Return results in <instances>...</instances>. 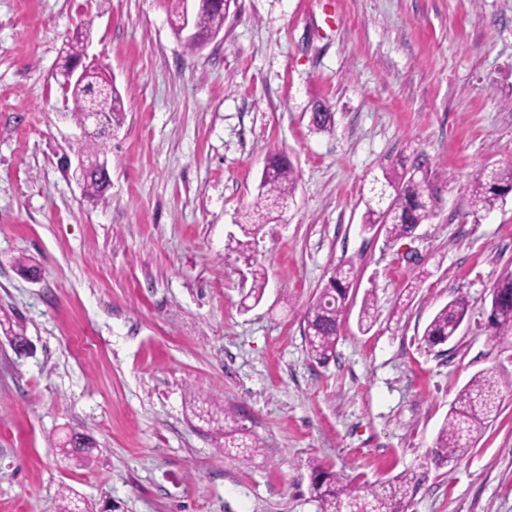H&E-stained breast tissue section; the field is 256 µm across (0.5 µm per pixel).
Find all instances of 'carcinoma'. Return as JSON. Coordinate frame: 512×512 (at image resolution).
Listing matches in <instances>:
<instances>
[{
  "label": "carcinoma",
  "instance_id": "carcinoma-1",
  "mask_svg": "<svg viewBox=\"0 0 512 512\" xmlns=\"http://www.w3.org/2000/svg\"><path fill=\"white\" fill-rule=\"evenodd\" d=\"M230 5L220 7L213 0H203L196 18V41H185L189 50L196 43L208 40L224 27V19ZM87 32L78 30L69 37L65 50L73 57L83 54ZM105 83L100 69L90 70L89 78L82 83H72L65 88L73 102V116L81 122L91 106H97L108 114L112 125L123 123L121 93L112 96L98 94V86ZM311 123L319 132L334 125V115L324 105L312 113ZM88 161L83 180L85 195L92 200L102 199L107 181L98 167V159L86 154ZM377 186L371 189L367 202L362 230L368 233H384L390 241L413 237L417 228L429 221L439 201L438 187L431 175L418 176L413 171L383 173V179H375ZM296 175L288 160L274 154L270 157L268 171L262 173L258 186L257 201L253 210L245 214V222L239 225L243 238L230 237L227 250L235 260L245 265L251 276V285L244 300L258 304L265 290L266 272L252 250V244L273 215H282L281 205L293 196ZM512 191V168L508 170L484 169L467 187L472 211H489L501 197ZM350 269L344 264H334L323 288L307 307L303 316L304 334L309 354L319 364L334 358L339 340L341 322L350 303ZM468 304L462 297H455L435 313L427 325L423 340L430 348L452 341L464 320ZM376 323L373 295L365 293L358 314L359 328L368 332ZM488 328L490 335L504 338L512 336V272L504 275L492 293ZM0 331L8 342L16 347L28 346L23 330L14 329L9 320H0ZM499 389L493 374L479 373L458 392L438 431L435 446L431 449V461L440 468L469 453L478 441L477 433L499 413ZM194 415L208 425L224 442L220 450L233 452L246 460L259 442L250 437L237 418L205 401L197 402ZM66 459L88 461L96 450V442L90 436L80 441L76 435L65 437L60 444ZM310 490L318 503V512H407L408 500L419 486L420 479L412 471L383 482L377 489H363L346 483L335 472L323 465L310 464Z\"/></svg>",
  "mask_w": 512,
  "mask_h": 512
}]
</instances>
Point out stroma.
<instances>
[{"label":"stroma","instance_id":"obj_1","mask_svg":"<svg viewBox=\"0 0 512 512\" xmlns=\"http://www.w3.org/2000/svg\"><path fill=\"white\" fill-rule=\"evenodd\" d=\"M170 0H0V512H317L310 461L377 487L421 474L408 512H512V338L487 328L512 271V194L472 212L466 185L512 167V0H237L219 36L188 51ZM87 30L126 117L95 145L111 177L79 184L80 131L60 49ZM329 105L333 128L310 123ZM297 182L256 239L261 302L225 246L271 150ZM447 174L434 216L392 242L360 229L373 178ZM30 259L32 281L17 267ZM351 269L336 356L313 361L303 314L330 262ZM421 287L396 314L411 282ZM373 292L377 322L357 314ZM456 338L424 330L449 300ZM493 371L500 413L465 457L436 467L459 390ZM197 393L259 438L248 462L189 416ZM89 431L101 451L64 459ZM468 304L463 297L453 298L435 313L427 325L423 340L434 348L452 341L464 320Z\"/></svg>","mask_w":512,"mask_h":512}]
</instances>
